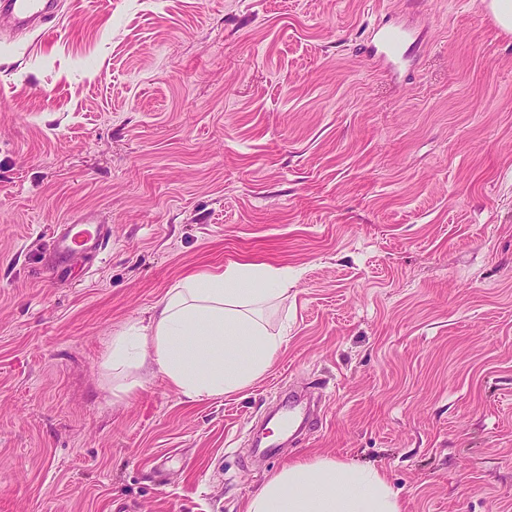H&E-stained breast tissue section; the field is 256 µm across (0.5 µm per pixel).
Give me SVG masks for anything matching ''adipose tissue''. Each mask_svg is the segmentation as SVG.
<instances>
[{"instance_id":"1","label":"adipose tissue","mask_w":512,"mask_h":512,"mask_svg":"<svg viewBox=\"0 0 512 512\" xmlns=\"http://www.w3.org/2000/svg\"><path fill=\"white\" fill-rule=\"evenodd\" d=\"M288 294V272L257 263L192 276L169 288L151 316L116 332L103 366L129 391L141 369L161 373L190 401L241 391L280 354L283 334L263 316ZM247 512H403L381 471L333 458L298 461L251 495Z\"/></svg>"}]
</instances>
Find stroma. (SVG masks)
Listing matches in <instances>:
<instances>
[{
  "mask_svg": "<svg viewBox=\"0 0 512 512\" xmlns=\"http://www.w3.org/2000/svg\"><path fill=\"white\" fill-rule=\"evenodd\" d=\"M487 3L59 0L48 31L0 27V512H246L317 456L376 466L403 512H512V32ZM95 210L105 260L47 269ZM237 261L295 277L271 369L114 397L112 334ZM291 389L322 413L257 458Z\"/></svg>",
  "mask_w": 512,
  "mask_h": 512,
  "instance_id": "obj_1",
  "label": "stroma"
}]
</instances>
